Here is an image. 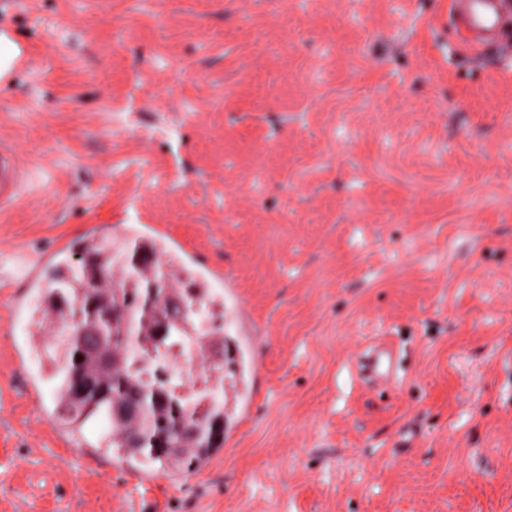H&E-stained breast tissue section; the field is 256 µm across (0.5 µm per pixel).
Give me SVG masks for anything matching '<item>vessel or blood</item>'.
<instances>
[{"instance_id": "vessel-or-blood-1", "label": "vessel or blood", "mask_w": 512, "mask_h": 512, "mask_svg": "<svg viewBox=\"0 0 512 512\" xmlns=\"http://www.w3.org/2000/svg\"><path fill=\"white\" fill-rule=\"evenodd\" d=\"M451 23L465 47L478 54L489 52L512 57V39L504 29L512 24V0H449ZM26 173L13 147L0 140V209L20 200ZM395 359L391 347L373 346L367 353V369L378 379H389Z\"/></svg>"}]
</instances>
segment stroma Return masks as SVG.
I'll use <instances>...</instances> for the list:
<instances>
[{
	"mask_svg": "<svg viewBox=\"0 0 512 512\" xmlns=\"http://www.w3.org/2000/svg\"><path fill=\"white\" fill-rule=\"evenodd\" d=\"M0 34V512H512V61L448 0H0ZM91 234L224 303L191 473L66 442L28 274ZM26 173L19 166L13 147L0 140V209L12 206L21 199ZM366 368L377 379L390 380V371L395 359V352L384 344L373 346L366 354Z\"/></svg>",
	"mask_w": 512,
	"mask_h": 512,
	"instance_id": "stroma-1",
	"label": "stroma"
}]
</instances>
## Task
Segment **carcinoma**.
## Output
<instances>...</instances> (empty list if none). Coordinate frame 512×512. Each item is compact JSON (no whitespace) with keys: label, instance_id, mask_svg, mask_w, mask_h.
<instances>
[{"label":"carcinoma","instance_id":"obj_1","mask_svg":"<svg viewBox=\"0 0 512 512\" xmlns=\"http://www.w3.org/2000/svg\"><path fill=\"white\" fill-rule=\"evenodd\" d=\"M82 261L69 256L47 275L43 302L48 311H76L79 320L96 318L107 332H112L109 306L104 303L100 283L112 272V265H134L140 256L144 265L163 257L164 268L172 269L175 259L156 241L143 239L134 247L115 252L86 240L79 250ZM193 305L188 293L177 294V300L166 306V314L176 338L156 343L141 323L138 310L132 311L133 326L124 336L112 337L111 344L124 360L119 370L103 368L101 352L83 353L89 339L80 335L79 327L67 333L65 342L56 348L53 389L56 409L62 420L81 433L93 425L98 429V446L115 450L121 459H143L158 462L167 473L189 472L203 459L224 447V399L213 398V392L197 395L185 390L180 379L170 370L168 356L189 336ZM87 376L100 385L96 397L75 400L78 378ZM128 393L139 399L137 428L144 435L140 446L127 443L130 423L113 419L109 412L113 397Z\"/></svg>","mask_w":512,"mask_h":512}]
</instances>
